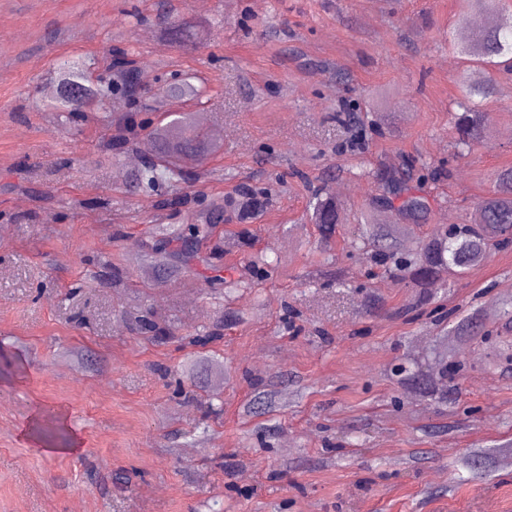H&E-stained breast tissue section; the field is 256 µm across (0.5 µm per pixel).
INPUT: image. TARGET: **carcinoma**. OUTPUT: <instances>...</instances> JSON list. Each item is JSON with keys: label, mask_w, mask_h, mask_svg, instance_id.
Segmentation results:
<instances>
[{"label": "carcinoma", "mask_w": 512, "mask_h": 512, "mask_svg": "<svg viewBox=\"0 0 512 512\" xmlns=\"http://www.w3.org/2000/svg\"><path fill=\"white\" fill-rule=\"evenodd\" d=\"M468 7L495 13L498 20L484 29L475 39L452 44V49L467 60V67L456 76L458 96L453 113L456 132L455 149L468 151L483 137L489 124V113L483 104L496 96L495 74L512 72V12L502 6V0H466ZM167 35L174 42H182L193 36V26L188 22H170ZM484 69L483 80L474 78L472 67ZM59 84V95L53 104L57 121L72 124L95 106L101 110L97 121L116 134L106 142V149L117 158L130 144H141L147 158L134 183L150 190L161 191L168 185L185 180L190 170L202 158L214 154L221 145L208 134L195 127L189 115L178 112L163 125L148 132L135 124L129 115L112 120L103 111L105 103L114 96H122L135 103L139 96L134 88L138 84V67L128 54L109 56L106 68L95 73V68L71 62L59 61L53 71ZM168 96L177 100H194L203 103L210 99L207 88L187 77L168 88ZM380 194L372 200L379 205L393 206L397 199L399 216L408 221H418L429 211L428 201L411 193L410 183L424 185L436 180L440 172L431 168L421 158L409 157L398 169H378L370 172ZM312 219L317 225L322 241L329 243L339 222V203L330 198H318L311 204ZM213 224L210 217L197 215V223L162 226L144 255L145 263L159 273H169L189 267L194 261L208 262L199 255L200 246L211 239ZM512 244V167L502 170L493 190L482 198L472 214L471 223L459 224L451 230L436 232L409 246L397 240L393 232L381 224L363 221V225L347 244L350 255H367L379 267L378 275L387 278L404 276L414 288H440L445 275L450 272L463 274L492 251ZM140 329L157 338L171 334V325H160L156 320L142 316ZM476 325L473 318L465 316L448 328L450 336H470Z\"/></svg>", "instance_id": "obj_1"}]
</instances>
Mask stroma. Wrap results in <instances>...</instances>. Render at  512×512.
<instances>
[{"label":"stroma","mask_w":512,"mask_h":512,"mask_svg":"<svg viewBox=\"0 0 512 512\" xmlns=\"http://www.w3.org/2000/svg\"><path fill=\"white\" fill-rule=\"evenodd\" d=\"M480 16L459 0H0V365L16 367L0 377V512H512V324L485 313L512 293V247L424 307L342 255L362 219L396 222L371 204L372 169L415 155L446 170L426 220L399 224L416 243L466 223L512 167V73L486 140L454 148L463 62L448 41ZM166 17L204 23L207 40L166 41ZM122 49L146 76L144 118L190 74L212 99L182 111L225 132L195 180L159 195L135 188L107 128L58 125L41 95L58 58ZM348 112L375 130L358 138ZM317 192L341 205L336 285L318 281ZM227 198L217 234L253 240L225 252L224 277L247 283L263 251L272 279L228 297L201 265L153 282L139 260L151 226ZM146 312L177 335L140 334ZM462 314L482 333L452 376L436 350ZM405 364L431 391L405 387ZM41 412L79 454L22 436Z\"/></svg>","instance_id":"obj_1"}]
</instances>
